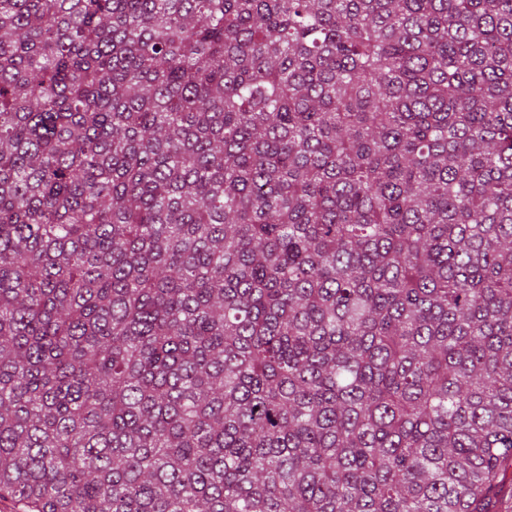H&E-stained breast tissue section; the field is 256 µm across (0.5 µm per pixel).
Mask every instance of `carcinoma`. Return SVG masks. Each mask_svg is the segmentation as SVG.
Wrapping results in <instances>:
<instances>
[{"label":"carcinoma","instance_id":"cac0c4a2","mask_svg":"<svg viewBox=\"0 0 512 512\" xmlns=\"http://www.w3.org/2000/svg\"><path fill=\"white\" fill-rule=\"evenodd\" d=\"M512 512V0H0V500Z\"/></svg>","mask_w":512,"mask_h":512}]
</instances>
